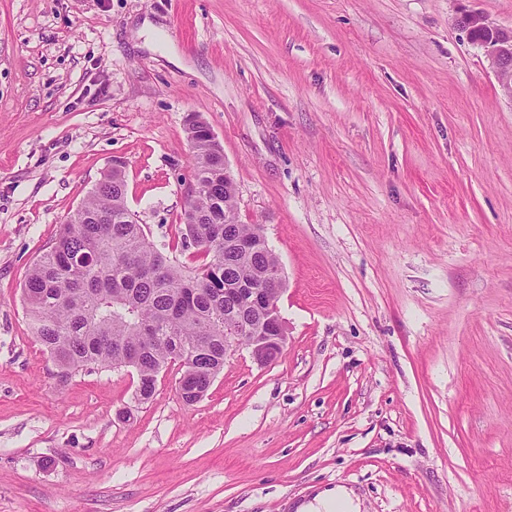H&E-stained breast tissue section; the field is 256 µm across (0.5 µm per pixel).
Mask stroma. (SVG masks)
I'll return each instance as SVG.
<instances>
[{"label": "stroma", "instance_id": "35a3bbf8", "mask_svg": "<svg viewBox=\"0 0 512 512\" xmlns=\"http://www.w3.org/2000/svg\"><path fill=\"white\" fill-rule=\"evenodd\" d=\"M512 0H0V512H512V102L454 19ZM221 142L286 280L287 343L58 384L22 300L111 167L176 245ZM351 495L344 487L326 490L300 507L297 512H361L359 504Z\"/></svg>", "mask_w": 512, "mask_h": 512}]
</instances>
